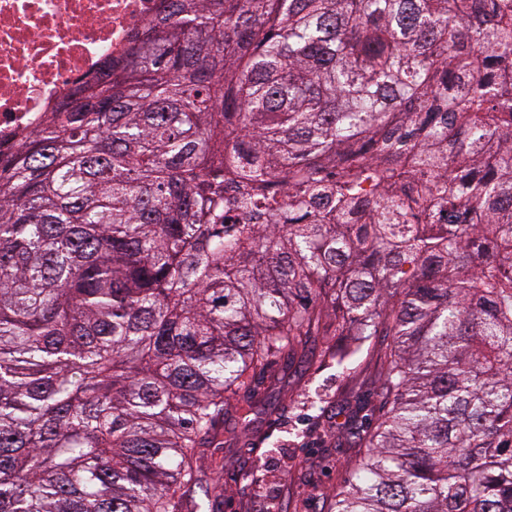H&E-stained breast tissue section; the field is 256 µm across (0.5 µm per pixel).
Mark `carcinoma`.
Listing matches in <instances>:
<instances>
[{
    "mask_svg": "<svg viewBox=\"0 0 512 512\" xmlns=\"http://www.w3.org/2000/svg\"><path fill=\"white\" fill-rule=\"evenodd\" d=\"M0 152V512H224L278 358L376 360L328 512H512V0H161Z\"/></svg>",
    "mask_w": 512,
    "mask_h": 512,
    "instance_id": "carcinoma-1",
    "label": "carcinoma"
}]
</instances>
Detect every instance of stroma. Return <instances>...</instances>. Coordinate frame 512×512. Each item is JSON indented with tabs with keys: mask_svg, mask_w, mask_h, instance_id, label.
<instances>
[{
	"mask_svg": "<svg viewBox=\"0 0 512 512\" xmlns=\"http://www.w3.org/2000/svg\"><path fill=\"white\" fill-rule=\"evenodd\" d=\"M374 373L370 363L348 379L333 366L276 360L253 423L225 437L223 471L201 461L203 478L223 480L230 512H327L360 454L341 406L373 395Z\"/></svg>",
	"mask_w": 512,
	"mask_h": 512,
	"instance_id": "obj_1",
	"label": "stroma"
}]
</instances>
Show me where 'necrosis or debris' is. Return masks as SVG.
Masks as SVG:
<instances>
[{
  "label": "necrosis or debris",
  "mask_w": 512,
  "mask_h": 512,
  "mask_svg": "<svg viewBox=\"0 0 512 512\" xmlns=\"http://www.w3.org/2000/svg\"><path fill=\"white\" fill-rule=\"evenodd\" d=\"M160 0H0V144L40 127L78 80L101 72Z\"/></svg>",
  "instance_id": "4bbe7bcc"
}]
</instances>
